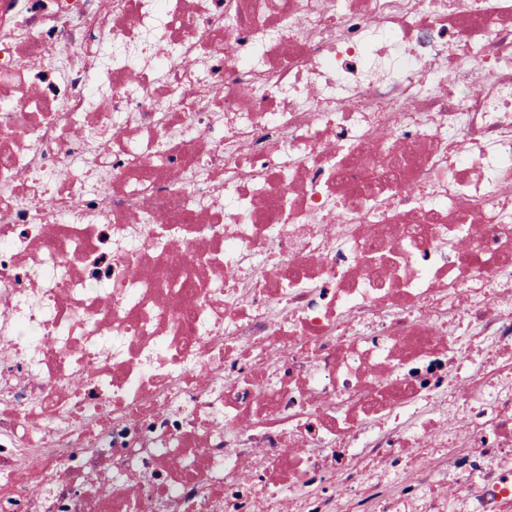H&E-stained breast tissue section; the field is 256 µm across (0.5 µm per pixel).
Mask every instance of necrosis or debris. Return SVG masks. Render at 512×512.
<instances>
[{
  "label": "necrosis or debris",
  "instance_id": "1",
  "mask_svg": "<svg viewBox=\"0 0 512 512\" xmlns=\"http://www.w3.org/2000/svg\"><path fill=\"white\" fill-rule=\"evenodd\" d=\"M510 253L512 0H0V512H512Z\"/></svg>",
  "mask_w": 512,
  "mask_h": 512
}]
</instances>
